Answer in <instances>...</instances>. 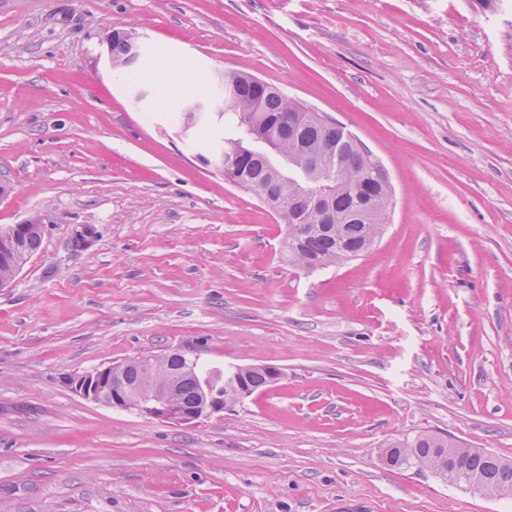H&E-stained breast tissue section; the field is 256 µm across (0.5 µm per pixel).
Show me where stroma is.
Listing matches in <instances>:
<instances>
[{
    "mask_svg": "<svg viewBox=\"0 0 512 512\" xmlns=\"http://www.w3.org/2000/svg\"><path fill=\"white\" fill-rule=\"evenodd\" d=\"M237 71L380 158L366 256L299 268L198 160L223 128L180 136L191 82ZM0 174V225L49 217L0 288V512H512L382 459L429 432L512 460V0H0ZM172 351L283 377L189 425L71 387ZM131 31V30H128ZM127 30H116L114 34L119 33L124 37L131 39L136 36L132 32H128ZM117 37L110 44L112 55L109 51V45L107 48V59L111 67L116 68L118 64L112 60V56H114L119 62H122L125 66L132 63L135 59H137L140 55V45L138 43H134L129 39Z\"/></svg>",
    "mask_w": 512,
    "mask_h": 512,
    "instance_id": "35a3bbf8",
    "label": "stroma"
}]
</instances>
